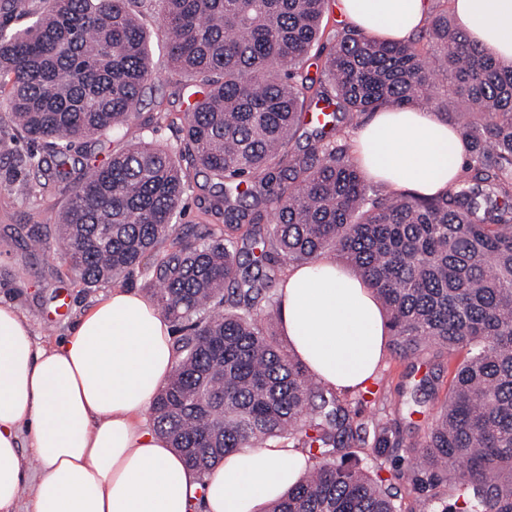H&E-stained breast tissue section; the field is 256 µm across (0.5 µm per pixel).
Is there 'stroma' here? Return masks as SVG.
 <instances>
[{"instance_id":"stroma-1","label":"stroma","mask_w":512,"mask_h":512,"mask_svg":"<svg viewBox=\"0 0 512 512\" xmlns=\"http://www.w3.org/2000/svg\"><path fill=\"white\" fill-rule=\"evenodd\" d=\"M142 21L151 39L154 79L139 118L150 123L147 136L173 148L179 143L181 119L191 102L192 89L186 77L168 61L156 0H147ZM160 110L166 113L161 121L155 118ZM36 150V145L16 134L1 103L0 305L20 311L33 342L47 347L68 336L78 318L109 288L83 287L64 261L54 219L66 206L67 193L48 185L37 195H23L21 187L28 172L18 159ZM34 234L43 240L37 250L30 246ZM450 379L447 356L429 354L408 359L390 340L375 378L366 388L342 395L362 437L354 450L355 462L384 484L400 489L407 512L432 510L428 494L412 484L409 474L416 463L414 449L434 424ZM382 431L387 433L390 445L379 453L375 445Z\"/></svg>"}]
</instances>
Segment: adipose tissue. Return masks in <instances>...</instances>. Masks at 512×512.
Segmentation results:
<instances>
[{
	"label": "adipose tissue",
	"instance_id": "obj_1",
	"mask_svg": "<svg viewBox=\"0 0 512 512\" xmlns=\"http://www.w3.org/2000/svg\"><path fill=\"white\" fill-rule=\"evenodd\" d=\"M459 26L493 59L512 60V0H451ZM349 25L405 40L430 0H334ZM355 158L374 181L430 197L465 162L461 138L428 112H377L359 128ZM282 332L316 378L353 391L376 373L387 337L370 289L327 259L292 267L279 288ZM174 327L150 298L113 288L51 347L0 305V512L30 491L29 512H265L309 468L287 440L225 456L206 476L149 423L151 403L178 360ZM40 466L30 479L21 434Z\"/></svg>",
	"mask_w": 512,
	"mask_h": 512
}]
</instances>
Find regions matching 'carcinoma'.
Listing matches in <instances>:
<instances>
[{
    "instance_id": "obj_1",
    "label": "carcinoma",
    "mask_w": 512,
    "mask_h": 512,
    "mask_svg": "<svg viewBox=\"0 0 512 512\" xmlns=\"http://www.w3.org/2000/svg\"><path fill=\"white\" fill-rule=\"evenodd\" d=\"M141 0H0V97L44 155L37 179L74 186L55 232L86 288L144 269L151 298L178 326V363L152 405L154 428L200 475L224 456L288 438L321 461L266 512H405L336 451L359 440L346 408L277 338L272 290L281 262L327 252L372 289L405 357L466 351L416 455L436 488L472 487L470 512H512V61L487 56L435 16L434 73L413 41L357 30L335 36L320 76L303 61L329 0H156L172 68L197 83L179 145L136 122L152 76ZM439 102L467 162L433 197L370 190L349 158L339 115ZM325 105L314 144L292 152L302 114ZM109 134L125 148L104 164L72 150ZM213 184L216 230L176 225L189 168Z\"/></svg>"
}]
</instances>
